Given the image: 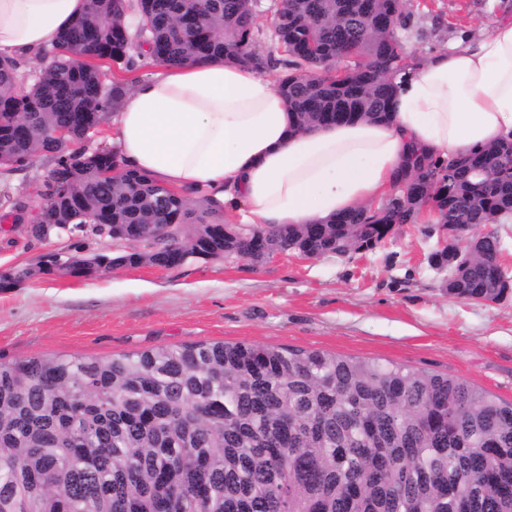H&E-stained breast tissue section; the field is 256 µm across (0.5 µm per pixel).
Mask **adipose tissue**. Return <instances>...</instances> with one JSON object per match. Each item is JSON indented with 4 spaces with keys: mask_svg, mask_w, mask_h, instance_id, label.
<instances>
[{
    "mask_svg": "<svg viewBox=\"0 0 512 512\" xmlns=\"http://www.w3.org/2000/svg\"><path fill=\"white\" fill-rule=\"evenodd\" d=\"M85 0H0V57L47 65ZM385 121L297 129L274 79L221 59L156 64L106 118L123 168L229 206L239 223L316 224L404 187L417 162L512 139V21L395 79Z\"/></svg>",
    "mask_w": 512,
    "mask_h": 512,
    "instance_id": "obj_1",
    "label": "adipose tissue"
}]
</instances>
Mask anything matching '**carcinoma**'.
Masks as SVG:
<instances>
[{
    "mask_svg": "<svg viewBox=\"0 0 512 512\" xmlns=\"http://www.w3.org/2000/svg\"><path fill=\"white\" fill-rule=\"evenodd\" d=\"M257 0H137L140 39L123 0H86L83 14L27 84L0 60V165L52 168L40 185L41 224L125 229L154 248L106 269L198 256L245 259L273 241L313 257L371 250L428 205L460 234L512 215V141L435 157L385 206L327 224L266 229L224 223V206L192 200L133 170L112 150L79 147L104 120L119 84L94 61L133 71V48L156 62L222 58L277 86L298 125L383 120L393 76L410 56L394 36L406 0H287L257 50ZM63 125L72 146L27 128ZM180 233L152 240L156 225ZM474 248L435 256L456 267L448 295L478 300L507 270L493 231ZM50 267L0 274L8 290ZM512 512V402L448 374L320 350L224 342L90 357H0V512Z\"/></svg>",
    "mask_w": 512,
    "mask_h": 512,
    "instance_id": "cac0c4a2",
    "label": "carcinoma"
}]
</instances>
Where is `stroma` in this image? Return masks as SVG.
<instances>
[{
    "mask_svg": "<svg viewBox=\"0 0 512 512\" xmlns=\"http://www.w3.org/2000/svg\"><path fill=\"white\" fill-rule=\"evenodd\" d=\"M409 0L402 43L414 56L448 39L512 19V0ZM37 158L0 171V200L37 207L36 187L51 169ZM442 225H396L373 250L263 262L217 258L160 269L122 267L77 279L44 274L0 291V357L118 356L199 342L322 350L449 374L512 401V293L484 304L448 296L447 271L429 256ZM112 240H38L0 215V272L37 267L49 255L115 249Z\"/></svg>",
    "mask_w": 512,
    "mask_h": 512,
    "instance_id": "1",
    "label": "stroma"
}]
</instances>
